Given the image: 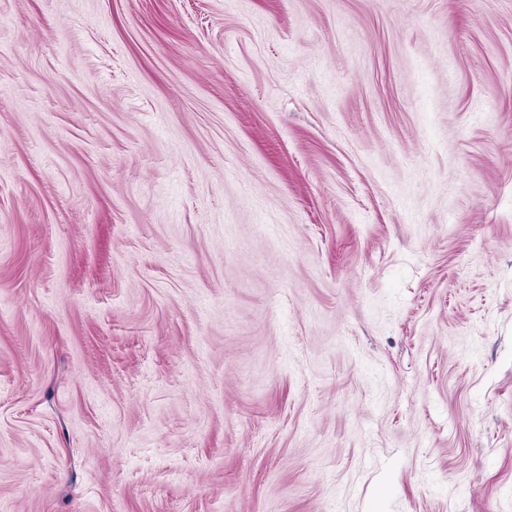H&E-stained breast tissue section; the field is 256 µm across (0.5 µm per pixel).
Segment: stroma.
Listing matches in <instances>:
<instances>
[{
	"mask_svg": "<svg viewBox=\"0 0 512 512\" xmlns=\"http://www.w3.org/2000/svg\"><path fill=\"white\" fill-rule=\"evenodd\" d=\"M0 512H512V0H0Z\"/></svg>",
	"mask_w": 512,
	"mask_h": 512,
	"instance_id": "1",
	"label": "stroma"
}]
</instances>
